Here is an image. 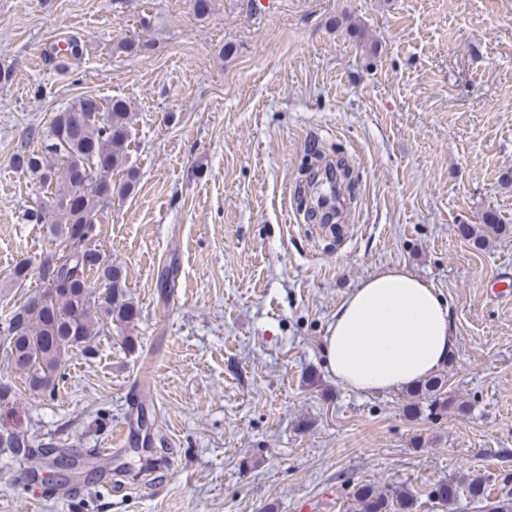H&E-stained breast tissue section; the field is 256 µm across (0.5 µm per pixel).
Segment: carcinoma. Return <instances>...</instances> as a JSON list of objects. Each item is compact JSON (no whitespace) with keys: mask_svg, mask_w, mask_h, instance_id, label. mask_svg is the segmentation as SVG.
Listing matches in <instances>:
<instances>
[{"mask_svg":"<svg viewBox=\"0 0 512 512\" xmlns=\"http://www.w3.org/2000/svg\"><path fill=\"white\" fill-rule=\"evenodd\" d=\"M130 143L126 102L85 97L55 113L47 132L31 133L13 157L15 167L41 186L55 187L49 206L28 210L25 220L47 224L60 241L76 244L68 254L46 255L35 268L18 262L9 273L14 288L25 287L33 278L42 285L11 312L7 337L0 338V361L23 376L34 392L54 393L66 377L70 353L90 354L96 336L114 326L125 329L138 316L121 268L97 248L101 208L112 205L115 196L125 197L137 182L135 170L127 166ZM117 170L126 172L118 184L112 182ZM505 230L492 213L482 224L460 227L462 236L475 244ZM446 384V375L435 374L412 386L410 394L429 401V415L440 417L455 408L443 391ZM0 452L25 458L34 454L35 446L17 433L3 431ZM354 497L360 512H415L416 501L409 494L371 484L356 486Z\"/></svg>","mask_w":512,"mask_h":512,"instance_id":"carcinoma-1","label":"carcinoma"}]
</instances>
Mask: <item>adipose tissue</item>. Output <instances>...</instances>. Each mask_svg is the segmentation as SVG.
<instances>
[{
    "mask_svg": "<svg viewBox=\"0 0 512 512\" xmlns=\"http://www.w3.org/2000/svg\"><path fill=\"white\" fill-rule=\"evenodd\" d=\"M448 303L405 269L379 271L339 304L323 339L330 372L358 392L427 378L453 348Z\"/></svg>",
    "mask_w": 512,
    "mask_h": 512,
    "instance_id": "1",
    "label": "adipose tissue"
}]
</instances>
